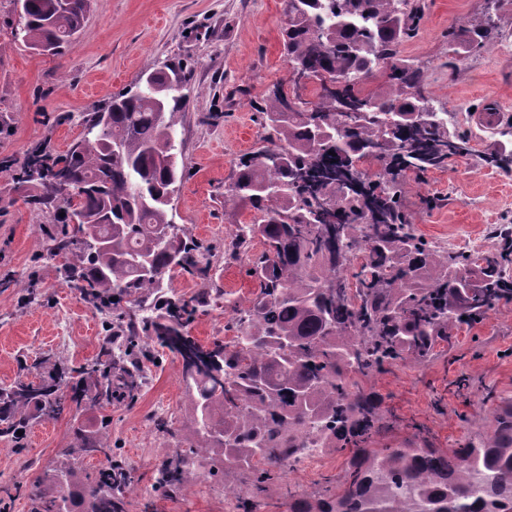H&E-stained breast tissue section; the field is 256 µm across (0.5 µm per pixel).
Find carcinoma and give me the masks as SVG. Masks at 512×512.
Here are the masks:
<instances>
[{
  "label": "carcinoma",
  "instance_id": "cac0c4a2",
  "mask_svg": "<svg viewBox=\"0 0 512 512\" xmlns=\"http://www.w3.org/2000/svg\"><path fill=\"white\" fill-rule=\"evenodd\" d=\"M21 6L23 43L59 56L82 32L90 0H13ZM424 0H292L283 29L291 69L318 85L314 100L297 87L273 90L257 112L261 146L242 156L224 202L260 217L238 226L224 257L255 238L264 245L248 274L259 285L236 317L232 346L215 344L205 368H193L189 317L204 296L168 295L164 277L180 269L209 275V251L169 219L179 174L176 126L188 99L174 66L141 77L84 117L94 126L59 156L36 152L16 175L34 190L30 203L52 208L71 226L46 251L63 259L84 299L103 310L122 303L134 318L77 372L52 356L34 361L43 375L0 388V438L18 442L36 410L55 418L67 407L105 408L134 397L140 363L137 331L180 356L193 405L187 447L157 469L154 490L185 486L207 461L242 467L262 492L276 470L303 460L310 446L354 445L336 492L312 502L286 490L289 512H512V402L497 406L488 438L446 451L403 444L373 448L382 418L360 386L387 366L425 362L453 329L512 300V237L499 252H450L411 224L399 176L439 169L466 153L469 137L448 129L447 113L429 121L421 67L400 58L424 15ZM491 19L467 25L452 41L489 50ZM387 89L364 94L376 73ZM380 165L372 177L365 163ZM70 194L62 196L58 180ZM87 239L108 246L93 249ZM145 259L150 271L134 263ZM86 457L110 449L106 421L92 436L77 432ZM81 481L68 462L29 490L33 512H60L65 490ZM130 476L121 461L86 479L87 512H124Z\"/></svg>",
  "mask_w": 512,
  "mask_h": 512
}]
</instances>
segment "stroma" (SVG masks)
<instances>
[{
  "label": "stroma",
  "mask_w": 512,
  "mask_h": 512,
  "mask_svg": "<svg viewBox=\"0 0 512 512\" xmlns=\"http://www.w3.org/2000/svg\"><path fill=\"white\" fill-rule=\"evenodd\" d=\"M425 3L420 28L402 55L424 67L431 98L455 113L452 128L468 132L472 152L450 158L445 168L407 174L408 213L426 239L469 240L493 253L500 239L489 235L490 226L512 225V174L485 163L504 144L496 126L480 125L476 115L492 108L496 125L512 121V0ZM488 14L498 24L494 47L457 54L453 31ZM285 24L283 0H91L81 34L53 57L24 46L13 0H0V387L36 380L31 365L46 354L69 368L91 363L105 342L104 321L123 316L88 303L61 260L48 257L46 242L61 225L52 211L27 203L30 187L15 183L3 162H23L42 145L65 152L81 138L86 114L167 64L190 75L178 127L182 181L171 213L211 251L215 276L207 304L187 330L207 347L233 341L235 312L248 308L258 291L247 270L264 246L252 242L225 260V241L256 212L225 204L224 191L238 159L259 145L257 105L274 85L289 82ZM29 285L36 293L30 304L23 299ZM154 353L155 360L141 364L134 400L33 420L18 445L0 439V512H31L33 481L64 453L76 452V428L96 426L104 415L112 449L132 478L126 512H237L224 498L225 485L236 482L233 469L212 477L203 467L181 490L152 491L156 467L184 443L193 415L180 357L161 347ZM367 387L381 397L392 423L384 445L459 448L489 434L496 406L512 401V302L497 304L473 328L455 331L451 345L430 361L391 367ZM160 418L168 420L171 434L157 431ZM346 463V452L332 448L319 470L295 464L258 496L256 512H288L284 487L316 495L342 481Z\"/></svg>",
  "instance_id": "1"
}]
</instances>
